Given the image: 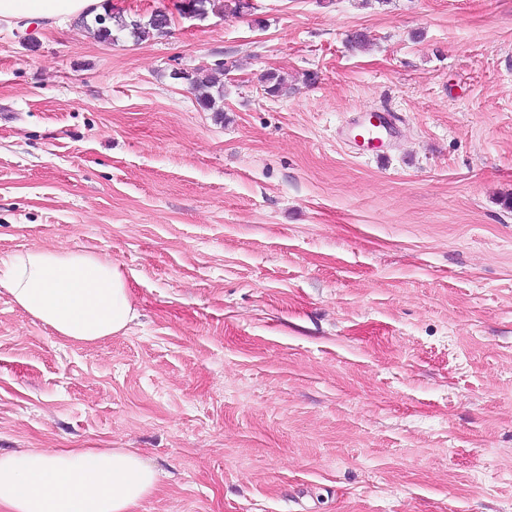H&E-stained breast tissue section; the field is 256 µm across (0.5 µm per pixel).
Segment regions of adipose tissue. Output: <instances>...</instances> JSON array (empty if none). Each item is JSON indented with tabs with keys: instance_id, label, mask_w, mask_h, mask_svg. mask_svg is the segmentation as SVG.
I'll use <instances>...</instances> for the list:
<instances>
[{
	"instance_id": "adipose-tissue-1",
	"label": "adipose tissue",
	"mask_w": 512,
	"mask_h": 512,
	"mask_svg": "<svg viewBox=\"0 0 512 512\" xmlns=\"http://www.w3.org/2000/svg\"><path fill=\"white\" fill-rule=\"evenodd\" d=\"M107 0H0V18L75 20ZM0 286L61 338L92 343L123 333L135 317L128 273L93 255L31 249L0 255ZM157 474L124 448L0 454V512H134Z\"/></svg>"
}]
</instances>
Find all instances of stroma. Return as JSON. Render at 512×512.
<instances>
[{"instance_id": "obj_1", "label": "stroma", "mask_w": 512, "mask_h": 512, "mask_svg": "<svg viewBox=\"0 0 512 512\" xmlns=\"http://www.w3.org/2000/svg\"><path fill=\"white\" fill-rule=\"evenodd\" d=\"M176 2L0 23V253L123 264L137 312L72 344L0 287V453L132 449L135 512H512V0ZM218 66L220 115L173 77ZM371 118L372 116L366 122H355L357 127L354 140L359 137L361 139L362 145L367 147L373 145L375 142L381 141L383 130L387 132L388 126L385 117L383 116H377V123L373 122Z\"/></svg>"}]
</instances>
